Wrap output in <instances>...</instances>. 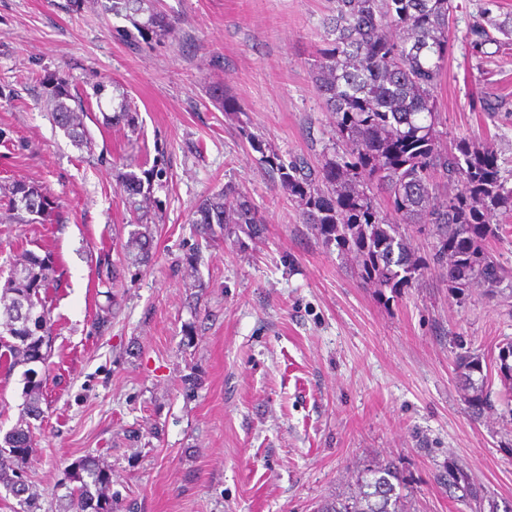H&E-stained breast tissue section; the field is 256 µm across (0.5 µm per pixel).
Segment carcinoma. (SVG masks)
Listing matches in <instances>:
<instances>
[{"label": "carcinoma", "instance_id": "cac0c4a2", "mask_svg": "<svg viewBox=\"0 0 512 512\" xmlns=\"http://www.w3.org/2000/svg\"><path fill=\"white\" fill-rule=\"evenodd\" d=\"M147 0H112V14L130 21L124 31L137 37L165 36L173 29L166 14L151 10L138 20ZM323 19L312 82L325 111L336 124L344 149L319 166L295 157L284 162L273 152L263 156L280 186L288 190L324 243L356 253L361 277L377 288H398L422 274L433 262L447 271L448 287L462 293L475 284L491 291L500 285L487 271L491 258L485 242L494 237L496 214L512 215V187L501 174L492 148L467 139L441 146L443 132L435 91L451 49L448 18L459 8L454 0H330ZM478 63L512 44V14L501 21H472L466 32ZM495 50H489V47ZM71 94L58 83L51 100L55 124L73 141L88 143L84 111L71 107ZM129 207L141 209L142 179L120 174ZM13 218L49 216L51 202L35 185L15 181L3 188ZM192 223L202 235L217 224H244L253 235L265 230V219L242 189L226 185L202 199ZM400 224H430L437 245L432 259L411 253L398 232ZM54 282L51 254H23L0 287V335L9 364L44 363L49 356L50 313L42 292ZM30 299L24 317L17 297ZM460 382L470 391L465 401L474 410L487 395L472 377L480 361L462 357ZM42 381L29 379V399L19 424L0 446V486L18 499L20 512H39L30 492L25 465L35 441L30 420L40 418ZM388 469L372 471L358 491L321 508V512H403ZM79 483L69 492L72 512H114L109 494L111 473L93 461L74 472Z\"/></svg>", "mask_w": 512, "mask_h": 512}]
</instances>
